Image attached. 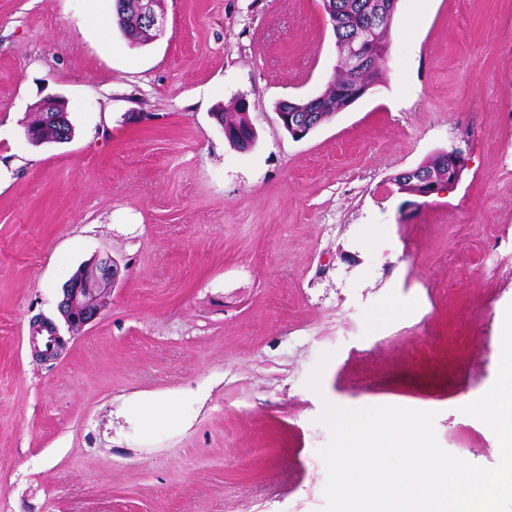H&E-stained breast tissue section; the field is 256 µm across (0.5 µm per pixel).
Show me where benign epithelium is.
<instances>
[{
	"instance_id": "1",
	"label": "benign epithelium",
	"mask_w": 512,
	"mask_h": 512,
	"mask_svg": "<svg viewBox=\"0 0 512 512\" xmlns=\"http://www.w3.org/2000/svg\"><path fill=\"white\" fill-rule=\"evenodd\" d=\"M132 6L144 19L148 30H153L158 35L163 32L164 18L157 11V0H135ZM385 22L386 15L380 12L367 15L349 44L340 50V63L353 72L363 68L374 51V43L371 42L373 29ZM280 119L288 133L295 139L304 138L316 128L315 124L293 111L288 114L280 112ZM465 168L463 151L456 147L448 151L447 170L418 165L398 173L393 178V184L401 190L413 186L417 188L415 195L425 198L457 184ZM82 274L83 277L76 283H69L62 289V300L59 303V312L68 329L73 332L89 324L100 314L103 292L118 280L119 266L109 256L98 257L85 265Z\"/></svg>"
}]
</instances>
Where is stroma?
<instances>
[{
    "instance_id": "35a3bbf8",
    "label": "stroma",
    "mask_w": 512,
    "mask_h": 512,
    "mask_svg": "<svg viewBox=\"0 0 512 512\" xmlns=\"http://www.w3.org/2000/svg\"><path fill=\"white\" fill-rule=\"evenodd\" d=\"M160 8L133 45L114 0H0V512H322L327 402L436 411L446 451L494 466L462 408L512 303V0H398L378 82L301 139L276 105L336 69L322 0ZM49 96L74 136L35 146ZM242 97L246 152L215 118ZM455 147L453 188L392 184ZM106 255L69 332L62 288ZM119 272L113 258L98 257L85 265L82 278L62 288L59 312L71 332L78 331L100 314L103 292L116 283Z\"/></svg>"
}]
</instances>
